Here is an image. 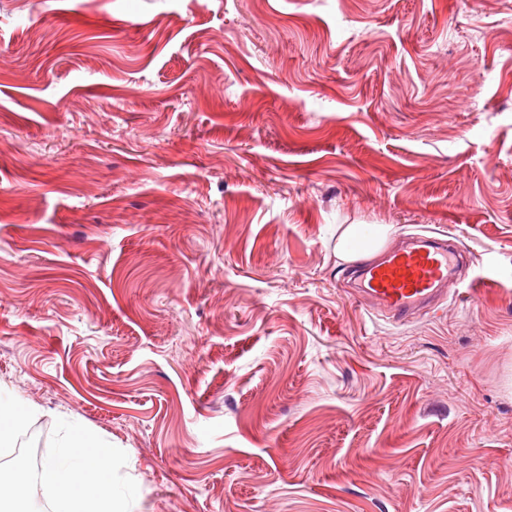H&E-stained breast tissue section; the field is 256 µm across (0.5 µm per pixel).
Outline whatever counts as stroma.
<instances>
[{
	"mask_svg": "<svg viewBox=\"0 0 512 512\" xmlns=\"http://www.w3.org/2000/svg\"><path fill=\"white\" fill-rule=\"evenodd\" d=\"M343 224L465 261L397 324ZM512 0H0V390L131 512H512ZM393 228L391 224H372L371 230L365 232L363 224H348L340 233L336 257L351 261L377 253L393 233Z\"/></svg>",
	"mask_w": 512,
	"mask_h": 512,
	"instance_id": "obj_1",
	"label": "stroma"
}]
</instances>
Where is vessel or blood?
I'll use <instances>...</instances> for the list:
<instances>
[{
	"mask_svg": "<svg viewBox=\"0 0 512 512\" xmlns=\"http://www.w3.org/2000/svg\"><path fill=\"white\" fill-rule=\"evenodd\" d=\"M460 253L447 240L419 236L353 272L357 293L371 298L389 318L409 320L446 293Z\"/></svg>",
	"mask_w": 512,
	"mask_h": 512,
	"instance_id": "b4317fda",
	"label": "vessel or blood"
}]
</instances>
